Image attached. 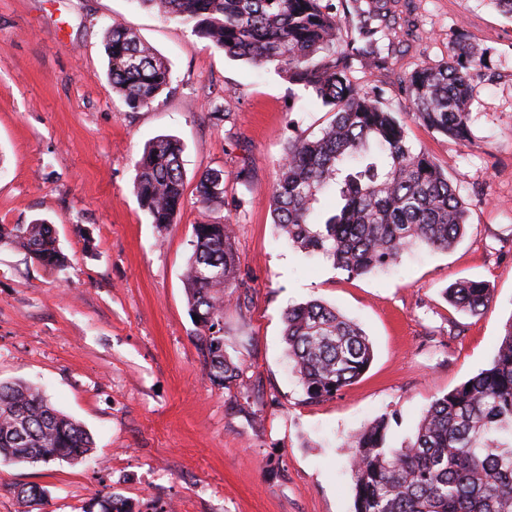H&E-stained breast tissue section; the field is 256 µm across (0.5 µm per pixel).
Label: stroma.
I'll return each instance as SVG.
<instances>
[{
    "label": "stroma",
    "instance_id": "35a3bbf8",
    "mask_svg": "<svg viewBox=\"0 0 512 512\" xmlns=\"http://www.w3.org/2000/svg\"><path fill=\"white\" fill-rule=\"evenodd\" d=\"M421 38L392 70H361L384 86L409 139L447 172L468 207L455 247H415L353 277L304 256L277 233L271 199L293 131L331 115L276 65L225 56L135 0H0V224L47 220L69 265L45 267L0 246V382L23 381L79 421L94 451L79 462H0V512H99V496L130 512H352L347 440L387 415L394 443L411 437L437 396L487 367L512 318V19L489 0H413ZM120 23L168 59L172 89L132 110L107 78L104 29ZM490 49L492 78L470 114L471 146L411 116L401 84L438 66L458 36ZM230 112L213 119L214 105ZM181 141L184 203L152 224L133 193L135 163L158 136ZM249 168L248 182L236 178ZM224 171L216 222L236 226L248 303L224 305V348L244 369L232 392L213 386L194 340L183 272L196 185ZM485 282L484 316L452 308L444 290ZM322 301L374 346L368 370L336 397L308 402L284 357L283 313ZM44 488L34 504L20 490Z\"/></svg>",
    "mask_w": 512,
    "mask_h": 512
}]
</instances>
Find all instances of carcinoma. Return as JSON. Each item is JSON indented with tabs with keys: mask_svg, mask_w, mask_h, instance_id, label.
<instances>
[{
	"mask_svg": "<svg viewBox=\"0 0 512 512\" xmlns=\"http://www.w3.org/2000/svg\"><path fill=\"white\" fill-rule=\"evenodd\" d=\"M255 68L278 66L288 83L316 95L332 113L319 134L288 138L272 195V223L288 244L321 255L349 275L366 276L422 243L447 250L466 233L467 207L448 174L408 139L404 121L384 103L385 89L353 80L359 69L386 70L400 47L419 40L417 18L400 0H135ZM112 90L132 110L171 87L168 61L126 27L104 30ZM488 52L460 37L448 62L420 64L401 90L414 119L472 144L469 116L487 78ZM183 146L172 136L150 142L136 161L133 193L151 223H172L183 204ZM184 280L195 340L212 385L241 386L242 368L224 350V298L239 279L232 224L209 219L224 205V172L201 175ZM336 205L318 208L320 197ZM0 245H17L40 264L68 262L51 225H0ZM448 303L484 315L491 293L481 281L456 283ZM285 355L306 399L320 402L369 368L373 343L363 328L319 300L283 314ZM381 415L354 436L349 468L353 512H512V318L491 364L435 398L412 437L395 445ZM94 442L80 422L36 387L0 382V461L75 462ZM100 512H128L111 494Z\"/></svg>",
	"mask_w": 512,
	"mask_h": 512,
	"instance_id": "1",
	"label": "carcinoma"
}]
</instances>
